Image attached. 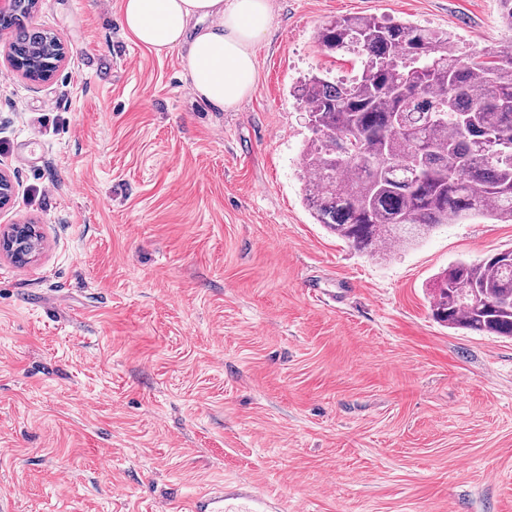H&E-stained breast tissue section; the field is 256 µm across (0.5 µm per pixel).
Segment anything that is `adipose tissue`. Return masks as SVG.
I'll use <instances>...</instances> for the list:
<instances>
[{"mask_svg": "<svg viewBox=\"0 0 512 512\" xmlns=\"http://www.w3.org/2000/svg\"><path fill=\"white\" fill-rule=\"evenodd\" d=\"M271 23L268 0H122L121 27L141 44L183 53L196 98L235 110L257 85L255 49Z\"/></svg>", "mask_w": 512, "mask_h": 512, "instance_id": "1", "label": "adipose tissue"}]
</instances>
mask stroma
I'll return each instance as SVG.
<instances>
[{"instance_id": "35a3bbf8", "label": "stroma", "mask_w": 512, "mask_h": 512, "mask_svg": "<svg viewBox=\"0 0 512 512\" xmlns=\"http://www.w3.org/2000/svg\"><path fill=\"white\" fill-rule=\"evenodd\" d=\"M238 110L196 99L179 50L122 32L121 0H38L48 81L0 30V498L10 512H178L242 479L293 512H512V337L433 320L435 279L512 249V224H444L386 258L304 202L294 86L353 75L318 32L371 15L511 51L499 0H270ZM338 295L329 302L315 288ZM40 296L52 308L34 307ZM38 246L33 224H10L0 227V253H6L19 263H27Z\"/></svg>"}]
</instances>
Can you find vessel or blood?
Masks as SVG:
<instances>
[{
  "label": "vessel or blood",
  "instance_id": "obj_1",
  "mask_svg": "<svg viewBox=\"0 0 512 512\" xmlns=\"http://www.w3.org/2000/svg\"><path fill=\"white\" fill-rule=\"evenodd\" d=\"M182 509L183 512H285L281 500L246 480L231 486L216 484L201 489L183 503Z\"/></svg>",
  "mask_w": 512,
  "mask_h": 512
}]
</instances>
